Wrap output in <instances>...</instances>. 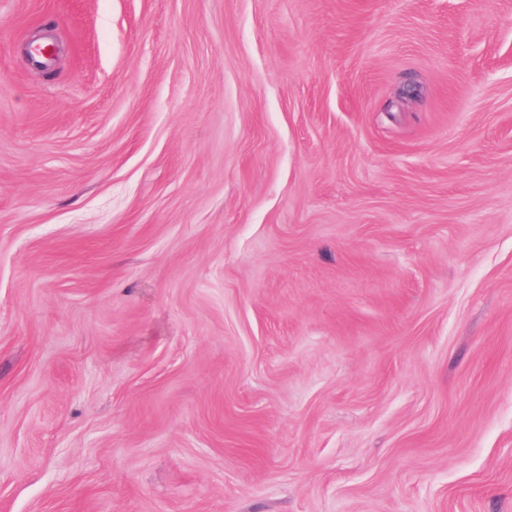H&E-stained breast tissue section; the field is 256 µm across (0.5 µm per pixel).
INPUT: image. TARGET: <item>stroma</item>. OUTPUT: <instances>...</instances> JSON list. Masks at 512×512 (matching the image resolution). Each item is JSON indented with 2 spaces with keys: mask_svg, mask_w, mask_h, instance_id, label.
<instances>
[{
  "mask_svg": "<svg viewBox=\"0 0 512 512\" xmlns=\"http://www.w3.org/2000/svg\"><path fill=\"white\" fill-rule=\"evenodd\" d=\"M0 512H512V0H0Z\"/></svg>",
  "mask_w": 512,
  "mask_h": 512,
  "instance_id": "obj_1",
  "label": "stroma"
}]
</instances>
